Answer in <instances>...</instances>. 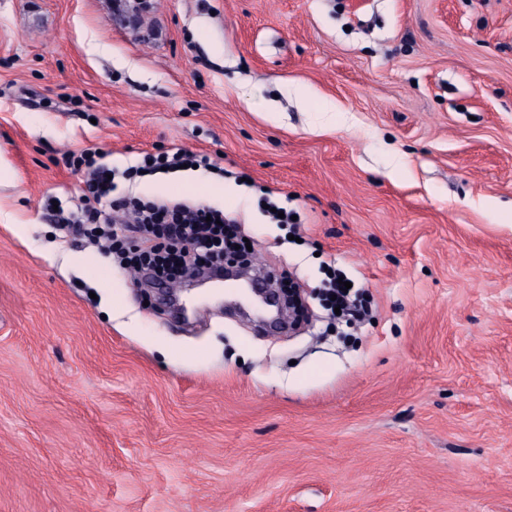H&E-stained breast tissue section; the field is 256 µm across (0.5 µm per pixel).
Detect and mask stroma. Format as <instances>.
Segmentation results:
<instances>
[{
	"mask_svg": "<svg viewBox=\"0 0 512 512\" xmlns=\"http://www.w3.org/2000/svg\"><path fill=\"white\" fill-rule=\"evenodd\" d=\"M174 147L115 196L236 216L297 329L52 224ZM0 512H512V0H0ZM148 161H152V164H148ZM197 164L199 167L209 168L216 167L211 163V159L207 154H195L188 153L180 148H173L170 151L152 155L147 153L142 160L140 165H135L127 168L123 174L130 181L135 177H141L147 173L162 171L164 173L177 172L182 170H191L193 165ZM184 165H188V168H184ZM183 166V169H180ZM166 168V171H163ZM331 291V296L336 295V300H333V303L335 305L337 303L341 306L349 318H358L368 312L363 305L357 304L354 300L349 298L346 287L343 285V281L342 283H338V281H336Z\"/></svg>",
	"mask_w": 512,
	"mask_h": 512,
	"instance_id": "35a3bbf8",
	"label": "stroma"
}]
</instances>
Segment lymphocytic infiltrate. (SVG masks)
Returning <instances> with one entry per match:
<instances>
[{
	"instance_id": "f902f5d3",
	"label": "lymphocytic infiltrate",
	"mask_w": 512,
	"mask_h": 512,
	"mask_svg": "<svg viewBox=\"0 0 512 512\" xmlns=\"http://www.w3.org/2000/svg\"><path fill=\"white\" fill-rule=\"evenodd\" d=\"M194 164L207 168L211 159L174 148L153 156L151 162L127 168L125 175L131 180L163 169L176 172L181 166ZM72 166L83 178V199L76 208L55 210L59 229L98 235L114 243L128 228H135L142 239L124 251L123 259L152 278L176 281L188 267L223 262L225 249L240 243L236 219L207 205L113 197L111 170L98 161L95 153L80 154L73 158Z\"/></svg>"
}]
</instances>
